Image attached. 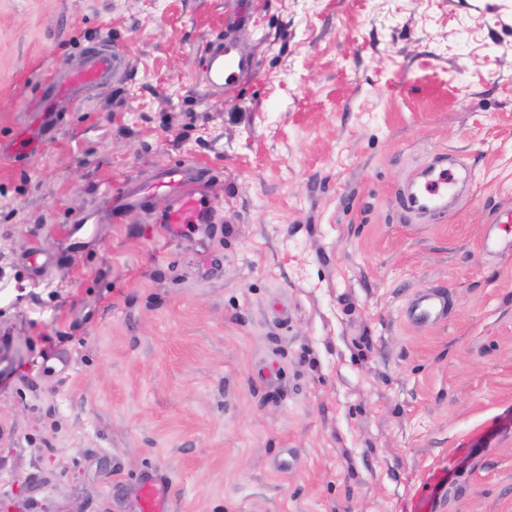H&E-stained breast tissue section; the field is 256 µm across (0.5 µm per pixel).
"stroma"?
Returning <instances> with one entry per match:
<instances>
[{"mask_svg": "<svg viewBox=\"0 0 512 512\" xmlns=\"http://www.w3.org/2000/svg\"><path fill=\"white\" fill-rule=\"evenodd\" d=\"M227 36L256 67L207 88ZM100 40L129 70L0 155V512H137L147 475L168 512H512V0H0V139ZM439 155L462 202L407 220ZM178 162L213 223L104 208ZM497 222L489 221L483 239V248L490 253L504 254L512 252V237H503L496 233ZM449 304L445 290L424 288L406 299L403 313L411 326L429 327L448 320Z\"/></svg>", "mask_w": 512, "mask_h": 512, "instance_id": "obj_1", "label": "stroma"}]
</instances>
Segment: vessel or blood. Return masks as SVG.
Wrapping results in <instances>:
<instances>
[{"label": "vessel or blood", "instance_id": "b4317fda", "mask_svg": "<svg viewBox=\"0 0 512 512\" xmlns=\"http://www.w3.org/2000/svg\"><path fill=\"white\" fill-rule=\"evenodd\" d=\"M86 62L76 71L61 77L49 96L47 112L31 126L19 130L9 142L0 143V153L21 161L33 154L46 139L52 128L51 115L58 112L70 98L74 89L97 83L114 76L128 64L127 58L111 46L84 51ZM206 60L214 86L236 87L242 77L252 71V60L244 55L237 43L220 40L210 44ZM203 171L184 163L169 166L156 172L149 186L127 181L108 189L105 203L109 210L149 209L151 197L162 193L170 204L162 219L172 233H179L184 224H207L211 221L212 208L203 195ZM460 192L454 173L437 159L424 166L420 179L411 183L401 193L399 204L403 211L418 218L444 215L458 199ZM450 299L446 291L424 288L409 296L404 304V317L414 327H429L447 321ZM167 492L161 480L145 478L139 500L138 512H166Z\"/></svg>", "mask_w": 512, "mask_h": 512}]
</instances>
